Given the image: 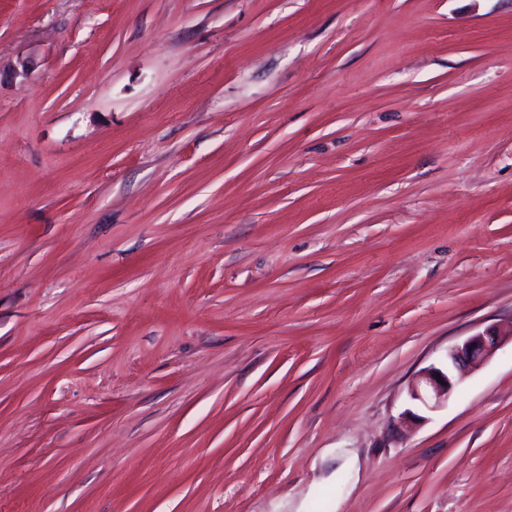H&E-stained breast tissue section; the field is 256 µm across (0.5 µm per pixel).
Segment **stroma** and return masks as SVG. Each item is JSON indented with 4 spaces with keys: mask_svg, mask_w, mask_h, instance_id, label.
Segmentation results:
<instances>
[{
    "mask_svg": "<svg viewBox=\"0 0 512 512\" xmlns=\"http://www.w3.org/2000/svg\"><path fill=\"white\" fill-rule=\"evenodd\" d=\"M512 0H0V512H512ZM512 342V320L505 326L472 335L448 353L446 372L431 367L412 387L410 397L427 410L448 401L454 388L473 366L489 358L506 341ZM441 377V382H438Z\"/></svg>",
    "mask_w": 512,
    "mask_h": 512,
    "instance_id": "35a3bbf8",
    "label": "stroma"
}]
</instances>
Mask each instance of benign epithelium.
Segmentation results:
<instances>
[{
	"label": "benign epithelium",
	"mask_w": 512,
	"mask_h": 512,
	"mask_svg": "<svg viewBox=\"0 0 512 512\" xmlns=\"http://www.w3.org/2000/svg\"><path fill=\"white\" fill-rule=\"evenodd\" d=\"M509 340L512 341V320L505 326L469 337L450 350L446 370L431 367L423 373L411 389V399L427 410L439 408L473 366L489 358Z\"/></svg>",
	"instance_id": "7a95c632"
}]
</instances>
